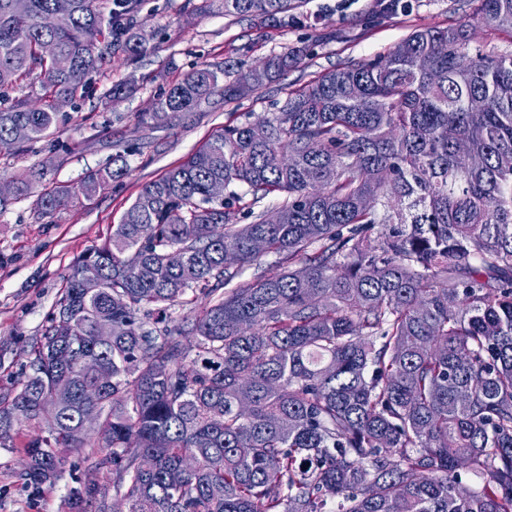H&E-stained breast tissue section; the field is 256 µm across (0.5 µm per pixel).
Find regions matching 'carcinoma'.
Masks as SVG:
<instances>
[{
  "label": "carcinoma",
  "instance_id": "1",
  "mask_svg": "<svg viewBox=\"0 0 512 512\" xmlns=\"http://www.w3.org/2000/svg\"><path fill=\"white\" fill-rule=\"evenodd\" d=\"M218 1L264 25L297 19L295 0L205 3ZM56 2L0 0V99L33 76L41 87L35 107L0 105V140L17 155L39 141L56 149V101L87 97L86 77L112 56L160 49L134 4L72 0L65 24H42ZM473 18L512 35V0H477ZM470 28H418L374 60L328 70L257 123L264 136L250 120L228 125L142 187L73 265L29 373L0 397V444L22 421L48 425L27 445V484L57 477L55 449L79 447L78 429L110 449L99 466L129 512H325L332 498L337 512H512V50L472 49ZM47 41L67 70L45 61ZM301 52L234 74L197 68L139 123L219 91L257 93ZM135 91L118 82L106 100ZM127 171L118 153L76 190L38 191L46 172L34 169L0 211L33 195L52 215ZM276 193L283 224L255 211ZM257 238L281 271L242 282ZM227 251L238 264H224ZM87 275L101 282L93 296ZM108 320L112 341L95 340ZM97 360L112 385L85 406ZM64 379L70 397L55 403ZM186 455L197 470L169 485ZM462 470L482 477L464 495Z\"/></svg>",
  "mask_w": 512,
  "mask_h": 512
}]
</instances>
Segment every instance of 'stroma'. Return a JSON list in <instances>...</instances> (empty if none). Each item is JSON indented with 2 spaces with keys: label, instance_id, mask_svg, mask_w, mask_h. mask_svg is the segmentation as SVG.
<instances>
[{
  "label": "stroma",
  "instance_id": "35a3bbf8",
  "mask_svg": "<svg viewBox=\"0 0 512 512\" xmlns=\"http://www.w3.org/2000/svg\"><path fill=\"white\" fill-rule=\"evenodd\" d=\"M199 2L140 0L136 17L155 31L160 51L135 61L115 58L89 75L91 96L61 110L54 134L59 151L37 142L20 156L0 153V180L44 164L47 181L74 188L87 172L109 165L116 153L126 154L129 162L123 180L92 201L46 216L24 199L0 212V393L18 386L28 353L76 260L104 240L144 184L180 164L224 126L278 111L289 93L320 73L375 59L417 28L444 26L473 12L471 0H400L391 14L376 13L375 0H302L296 10L299 24L278 28L218 11L200 14L195 10ZM294 46L306 47V55L257 95L228 102L216 94L163 124L138 122L139 112L197 66L248 67ZM121 81L135 83L137 92L116 106H103V94ZM46 433L43 422L28 421L15 426L10 442L0 445V512H98L97 500L68 502L70 489L88 477L103 487L112 484L111 473L94 472L97 456L90 449H58L54 484L35 491L20 480L28 442Z\"/></svg>",
  "mask_w": 512,
  "mask_h": 512
}]
</instances>
